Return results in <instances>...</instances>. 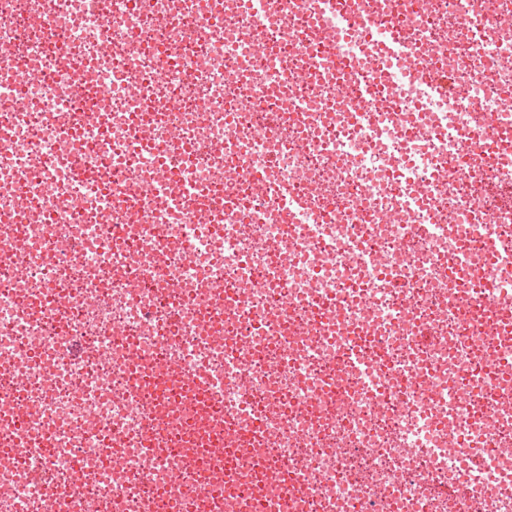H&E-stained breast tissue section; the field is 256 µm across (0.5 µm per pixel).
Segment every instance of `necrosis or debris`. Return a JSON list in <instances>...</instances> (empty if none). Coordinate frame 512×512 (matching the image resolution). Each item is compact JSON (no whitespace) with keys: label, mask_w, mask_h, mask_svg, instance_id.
I'll use <instances>...</instances> for the list:
<instances>
[{"label":"necrosis or debris","mask_w":512,"mask_h":512,"mask_svg":"<svg viewBox=\"0 0 512 512\" xmlns=\"http://www.w3.org/2000/svg\"><path fill=\"white\" fill-rule=\"evenodd\" d=\"M339 4L0 0V512H512V0Z\"/></svg>","instance_id":"obj_1"}]
</instances>
